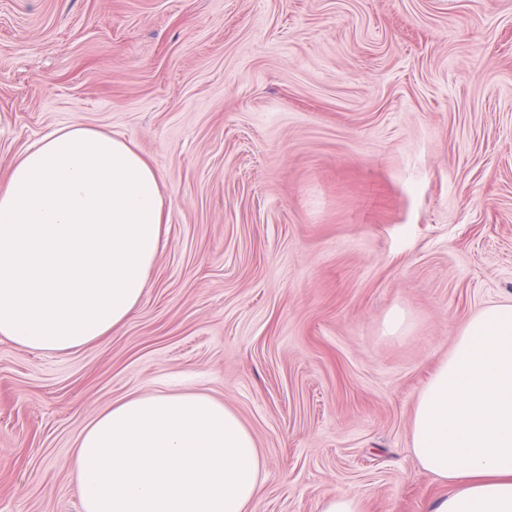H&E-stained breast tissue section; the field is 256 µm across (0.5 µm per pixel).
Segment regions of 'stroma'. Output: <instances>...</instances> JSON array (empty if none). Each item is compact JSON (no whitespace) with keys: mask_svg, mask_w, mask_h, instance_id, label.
Segmentation results:
<instances>
[{"mask_svg":"<svg viewBox=\"0 0 512 512\" xmlns=\"http://www.w3.org/2000/svg\"><path fill=\"white\" fill-rule=\"evenodd\" d=\"M72 122L139 145L169 222L120 330L0 339V512H82L83 429L170 387L251 431L257 512H427L420 392L512 302V0H0V176ZM320 512H361L357 496L341 493L326 499Z\"/></svg>","mask_w":512,"mask_h":512,"instance_id":"35a3bbf8","label":"stroma"}]
</instances>
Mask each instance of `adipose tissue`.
Segmentation results:
<instances>
[{"label":"adipose tissue","instance_id":"obj_1","mask_svg":"<svg viewBox=\"0 0 512 512\" xmlns=\"http://www.w3.org/2000/svg\"><path fill=\"white\" fill-rule=\"evenodd\" d=\"M162 175L133 141L85 124L29 146L0 183V338L65 353L136 311L167 221ZM420 467L446 490L431 512H512V303L464 325L419 395ZM83 512H256L251 432L202 392L112 403L70 460Z\"/></svg>","mask_w":512,"mask_h":512}]
</instances>
